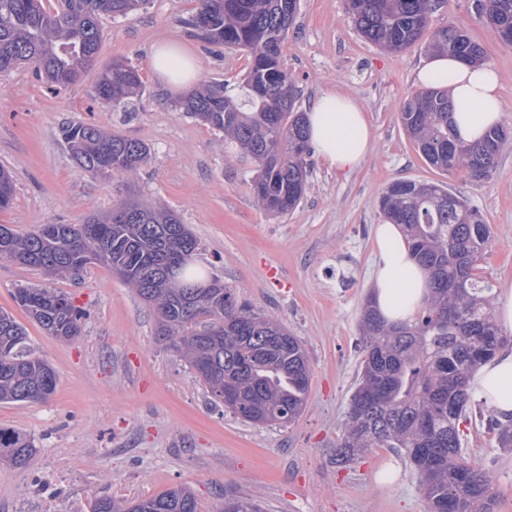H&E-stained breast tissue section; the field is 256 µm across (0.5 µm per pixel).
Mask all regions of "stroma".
I'll return each instance as SVG.
<instances>
[{
    "label": "stroma",
    "instance_id": "obj_1",
    "mask_svg": "<svg viewBox=\"0 0 512 512\" xmlns=\"http://www.w3.org/2000/svg\"><path fill=\"white\" fill-rule=\"evenodd\" d=\"M475 3L443 0L432 24L464 27L483 46L501 75L503 122L512 126V45L493 36ZM197 6L148 0L142 10L104 20L101 62L125 60L142 81L128 108L98 103L94 69L53 91L26 66L0 76V166L15 185L0 224L27 233L42 224H81L128 200L167 206L198 240L193 267L302 341L311 373L305 409L294 422L265 426L214 405L188 362L158 336L153 311L104 265L49 280L0 259V308L25 328L29 351L58 375L47 401L0 404V428L26 434L36 447L26 467L0 463V512H39L48 495L57 512L100 496L130 503L178 485L192 489L200 512H217L228 497L254 500L264 512H427L396 449L336 463L361 361V306L371 293L373 240L383 221L379 200L396 180L446 185L492 227L479 275L494 288L512 287V141L486 177L429 167L400 121L428 55L424 44L384 51L357 32L347 0H297L282 46V62L300 89L297 106L307 110L329 90L354 98L366 111L372 150L350 172L311 154L300 205L269 216L252 192L255 162L181 112L182 90L152 68L155 43L171 39L197 60L202 78L243 97L249 55L200 38L188 24ZM78 122L145 143L147 162L131 173L84 174L61 136L63 126ZM271 267L279 283L268 279ZM45 282L86 313L72 340L48 335L14 300L16 288ZM466 416L468 457L489 469L497 512H512V450L496 447L483 402L471 400Z\"/></svg>",
    "mask_w": 512,
    "mask_h": 512
}]
</instances>
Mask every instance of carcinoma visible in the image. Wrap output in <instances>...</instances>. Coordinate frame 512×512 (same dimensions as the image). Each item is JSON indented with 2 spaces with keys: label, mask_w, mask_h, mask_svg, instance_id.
<instances>
[{
  "label": "carcinoma",
  "mask_w": 512,
  "mask_h": 512,
  "mask_svg": "<svg viewBox=\"0 0 512 512\" xmlns=\"http://www.w3.org/2000/svg\"><path fill=\"white\" fill-rule=\"evenodd\" d=\"M146 0H0V75L29 65L60 89L75 83L99 58L101 20L127 15ZM189 20L201 37L246 51L250 68L239 102L224 95V83L210 82L183 96L179 107L224 133L258 165L252 190L262 208L279 216L304 197L311 154L297 89L282 64V44L293 24L297 0H199ZM439 0H348V14L367 41L401 51L428 36L437 53L484 62V48L459 26L431 27ZM479 18L504 44L512 38V0H477ZM137 71L123 61L104 66L98 100L113 107L129 103L141 87ZM448 93L414 91L400 119L425 162L441 171L490 174L512 128L497 126L477 143L457 139ZM62 138L75 165L90 176L137 170L149 156L142 142L72 123ZM8 171L0 167V212L13 198ZM385 220L403 226L409 246L430 277V294L414 321L387 323L367 297L361 310V374L349 400L336 462L350 464L374 448H398L418 475L428 512H495L489 472L465 457L463 432L475 369L512 342L494 316L493 285L477 275L492 241L491 225L466 200L440 184L396 180L380 199ZM198 242L172 210L123 202L112 212L81 225L42 224L19 234L0 224V259L41 271L49 278L78 273L97 261L112 269L158 315L157 334L182 342L178 352L196 368L212 364L201 378L220 402L233 390L245 409L232 414L255 424H287L301 414L309 388V363L301 341L269 346L286 333L276 321L239 303L232 289L216 281L194 300L188 291L196 275L182 263L163 277L166 257L189 259ZM14 299L48 334L71 340L81 333L83 310L46 285L15 289ZM24 328L0 310V402L43 401L56 388V372L24 349ZM496 445L512 448V419L490 417ZM19 431L0 428V460L22 468L35 453ZM92 512H199L194 493L165 490L122 508L110 497L95 499ZM224 512H261L249 499L227 498Z\"/></svg>",
  "instance_id": "1"
}]
</instances>
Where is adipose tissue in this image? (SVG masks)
Returning <instances> with one entry per match:
<instances>
[{
  "label": "adipose tissue",
  "mask_w": 512,
  "mask_h": 512,
  "mask_svg": "<svg viewBox=\"0 0 512 512\" xmlns=\"http://www.w3.org/2000/svg\"><path fill=\"white\" fill-rule=\"evenodd\" d=\"M153 65L165 81L178 87L199 76L195 62L173 41L157 46ZM416 81L425 87L447 89L454 105L455 133L462 142L481 141L502 121L501 77L490 65L435 53L423 61ZM307 124L312 142L330 168H353L371 150L365 112L345 95L323 93L311 105ZM375 259L374 297L381 313L390 322H411L428 295L427 273L412 256L399 225H378ZM470 390L500 418L512 417V350L502 349L480 365Z\"/></svg>",
  "instance_id": "1"
}]
</instances>
